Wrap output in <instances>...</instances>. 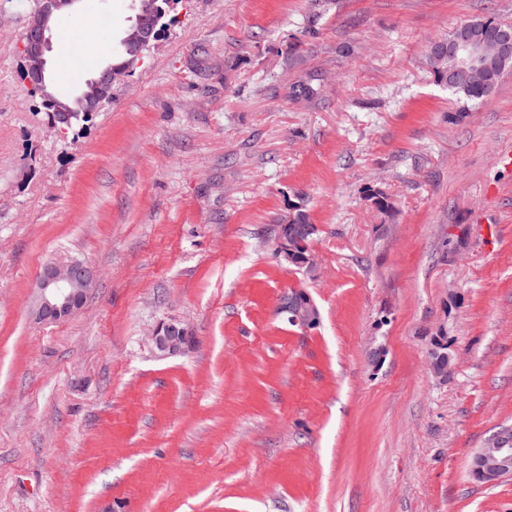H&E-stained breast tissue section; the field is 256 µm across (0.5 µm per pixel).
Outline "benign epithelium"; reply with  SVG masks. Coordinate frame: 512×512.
<instances>
[{
  "label": "benign epithelium",
  "mask_w": 512,
  "mask_h": 512,
  "mask_svg": "<svg viewBox=\"0 0 512 512\" xmlns=\"http://www.w3.org/2000/svg\"><path fill=\"white\" fill-rule=\"evenodd\" d=\"M79 0H40L20 41L22 78L27 87L35 89L50 107L48 124L56 130L72 127L80 115L92 116L103 101L112 96L114 85L129 76L130 68L116 69L106 63L96 75L70 97H62L50 90L47 53L50 50V32L55 18L72 10ZM156 24L144 13L135 14L132 23L121 39V45L133 62L141 58L159 41ZM442 54L471 79L478 80L485 65L494 58L512 56V30L507 28L491 34L478 42L462 40L444 47ZM312 231L310 224H285L281 227L277 254L286 263L311 270L314 260L306 247L305 239ZM94 284V273L80 261L51 262L40 271L38 290L32 314L42 322L64 321L78 313ZM280 310L288 320L302 329H311L320 323V312L310 295L293 290L285 294ZM154 349L161 355L185 351L193 343L188 327L179 320L158 323L150 336ZM430 366L439 378H445L455 363L442 345H435L429 353ZM470 473L477 482L492 486L512 476V434L493 437L476 449L470 460Z\"/></svg>",
  "instance_id": "obj_1"
}]
</instances>
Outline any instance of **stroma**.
Listing matches in <instances>:
<instances>
[{
    "label": "stroma",
    "instance_id": "35a3bbf8",
    "mask_svg": "<svg viewBox=\"0 0 512 512\" xmlns=\"http://www.w3.org/2000/svg\"><path fill=\"white\" fill-rule=\"evenodd\" d=\"M33 2L0 0V512H512V477L469 471L512 430V71L469 106L427 65L512 0H177L64 134L19 76ZM131 4L57 18L61 93ZM298 210L311 271L276 256ZM70 260L84 307L36 321ZM292 290L316 328L278 314ZM170 319L194 342L163 356ZM507 23H503L499 20H496L492 17H479L473 20H470L457 28H455L452 32L448 34V37L440 40V42L453 43L458 41L466 36L470 35H485L487 31L493 29L497 26H506ZM94 284V273L80 261L51 262L40 271L32 314L36 320L56 323L78 313ZM280 310L287 314V321L302 329H311L320 323L319 309L310 295L304 291L293 290L285 294L280 303ZM150 340L161 355L183 352L193 343L188 327L175 319L158 323L151 332Z\"/></svg>",
    "mask_w": 512,
    "mask_h": 512
}]
</instances>
